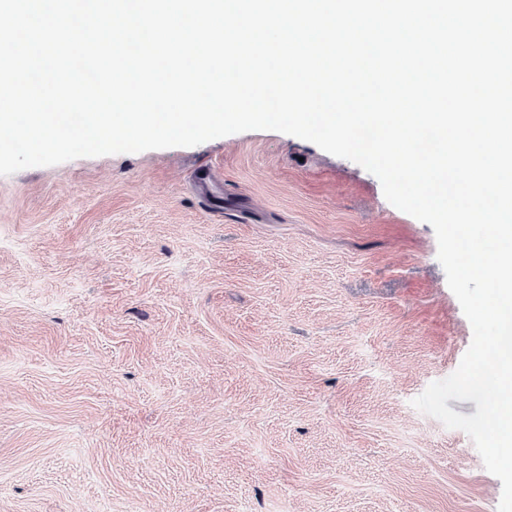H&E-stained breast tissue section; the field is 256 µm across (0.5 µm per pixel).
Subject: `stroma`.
Returning a JSON list of instances; mask_svg holds the SVG:
<instances>
[{
    "label": "stroma",
    "mask_w": 512,
    "mask_h": 512,
    "mask_svg": "<svg viewBox=\"0 0 512 512\" xmlns=\"http://www.w3.org/2000/svg\"><path fill=\"white\" fill-rule=\"evenodd\" d=\"M437 251L272 130L0 176V512H497Z\"/></svg>",
    "instance_id": "35a3bbf8"
}]
</instances>
